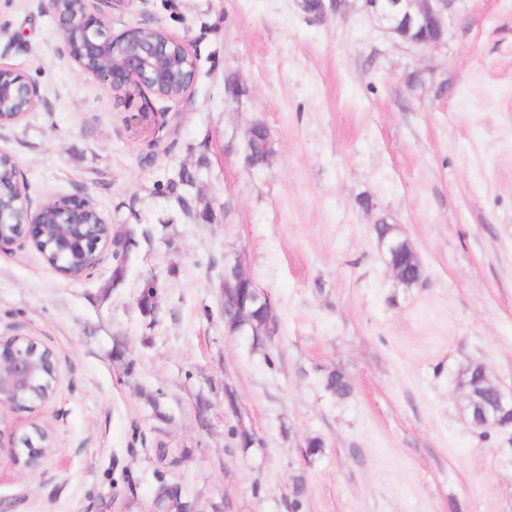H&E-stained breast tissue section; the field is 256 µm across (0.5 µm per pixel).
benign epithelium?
<instances>
[{
    "label": "benign epithelium",
    "mask_w": 512,
    "mask_h": 512,
    "mask_svg": "<svg viewBox=\"0 0 512 512\" xmlns=\"http://www.w3.org/2000/svg\"><path fill=\"white\" fill-rule=\"evenodd\" d=\"M60 27L65 52L70 62L85 69L88 62H102L104 66L91 72L95 78L111 88H120L131 82L156 94L158 89L170 82L181 62L196 65V59L185 44L158 31L159 37L139 40L132 37L133 29L118 35L106 25L95 4L103 2L114 5L126 0H79L74 7H67L68 0H47ZM364 9L371 13L389 32L394 18L400 16L405 26L411 28L430 21L440 31H445L448 9L452 0H391L390 11L380 14L373 10L378 0H363ZM41 98L33 83L11 67L0 66V126L19 120L32 111ZM55 222L70 226L105 224L104 215L92 200L83 195H68L52 199ZM42 206L32 207L21 174L12 182L9 200L0 194V249L16 242L25 234H32L37 249L45 251V226L41 220ZM55 253L66 264L74 261L86 251L82 241L67 233L55 240ZM42 352L56 376L53 353L39 350L33 342L18 343L16 339L0 340V409L31 406L27 393L40 376L41 365L35 359ZM492 402L481 405V425L489 428L499 426L498 416L512 418V394L507 395L491 385ZM47 444L39 445L31 435H24L12 442L8 448L14 465L29 472H36L53 452L54 435L47 432Z\"/></svg>",
    "instance_id": "obj_1"
}]
</instances>
